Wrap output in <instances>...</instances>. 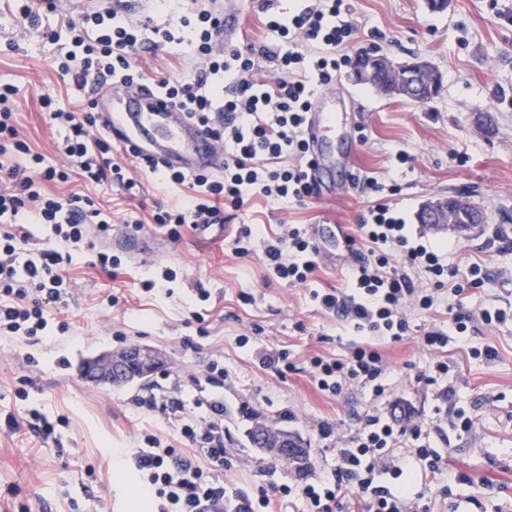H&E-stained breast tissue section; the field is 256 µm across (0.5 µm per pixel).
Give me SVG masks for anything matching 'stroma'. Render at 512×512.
<instances>
[{"label":"stroma","instance_id":"35a3bbf8","mask_svg":"<svg viewBox=\"0 0 512 512\" xmlns=\"http://www.w3.org/2000/svg\"><path fill=\"white\" fill-rule=\"evenodd\" d=\"M90 0H57V10L43 14L38 26L17 27L14 0H0V85H13L20 135L44 163L65 167L57 144L64 130L42 112V98L56 109L85 112L84 90L62 80L56 70L60 46L49 34L60 16L79 17ZM358 46L375 48L394 61L416 56L429 59L443 77L433 101L418 105L388 98L350 79L342 68L331 89L332 103L344 122L329 136L334 166L331 176L343 179L345 160L356 153L362 179L383 184L380 194L361 182L336 202L310 198L305 204L256 198L242 208L224 210L223 227L208 233L183 226L170 234L153 224L157 207L174 208L187 189L168 186L137 160L118 153L138 180L135 193L109 181L90 183L79 175L49 184L61 199L78 193L92 197L115 222L141 221L142 229L126 237L112 233V252L122 266L111 278L95 266L102 246L93 237L71 248L63 267L70 295L55 310L66 332L24 347L0 337V416H25L39 408L50 418L67 417L43 439L27 431L0 430V512H140L143 478L132 469L117 470L121 449L137 447L142 431L154 430L179 444L176 422L159 411L137 407L139 398L178 394L185 405L197 395L224 404V482L232 489L256 493L295 484L294 466L276 461L254 447L248 433L258 419L298 435L320 474H328L336 451L364 422L383 412L387 401L412 407L430 434L432 447L446 458L454 474L451 497L433 498L430 512H512V23L497 10L512 12V0H450L444 13L430 12L426 0H352ZM147 80H188L192 63L175 49L137 56ZM490 113L495 132L486 135L474 115ZM407 161H399V154ZM391 201L403 213L412 236L454 246L459 269L484 264L488 277L464 300L447 294L437 310L408 312L410 338L377 342L387 366L386 401L370 392L349 389L332 396L318 389L309 359L315 355L344 358L364 338L340 314L322 309L312 291L346 290L349 253L333 243L324 221L344 225L357 234L361 214L374 197ZM467 196L484 208L487 220L468 237L437 232L418 221L421 205L433 198ZM284 224L318 230L321 255L312 288L276 279L265 261V248ZM252 226L251 253H235L233 240ZM174 270L169 290L145 282L159 280L162 267ZM208 301H200V292ZM118 303H108L109 295ZM463 305L472 321L465 335L451 337L448 358L454 362V396L442 386L417 383L431 355L418 335L446 323L448 311ZM507 312L503 324H485V309ZM199 311L202 321L191 313ZM124 340H116V332ZM146 345L160 352L163 366L147 379L123 386H104L82 379V361L110 350ZM492 347L493 359H473L470 347ZM284 349L295 369L278 377L262 366L263 351ZM34 362H26V354ZM221 360L230 372L223 390L205 382L206 368ZM25 388L28 399L16 391ZM464 407L471 431L454 427L445 412L450 403ZM332 429L322 437L318 424Z\"/></svg>","mask_w":512,"mask_h":512}]
</instances>
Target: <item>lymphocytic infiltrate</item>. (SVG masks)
I'll list each match as a JSON object with an SVG mask.
<instances>
[{
    "mask_svg": "<svg viewBox=\"0 0 512 512\" xmlns=\"http://www.w3.org/2000/svg\"><path fill=\"white\" fill-rule=\"evenodd\" d=\"M260 23L284 44L279 52H258L254 45L225 44L223 0H188L180 17L159 19L135 13L126 0H95L79 19L61 20L66 35L57 59L63 78L81 87L89 77L107 76L113 83L143 81L132 65L134 56L179 47L196 62L189 81L161 79L155 86L199 122L224 148V168L217 174H184L146 159L142 165L169 185L188 187L191 195L178 208L152 216L159 227L216 224L223 205L243 206L255 196L304 203L312 197L307 172L306 114L313 98L336 80L351 61L356 25L349 0H299L292 10L280 11L277 0H263ZM271 74L256 77L257 59ZM13 86L0 87V335L24 344L44 338L52 306L70 294L61 273L62 246L80 243L92 232L111 235L112 219L86 197L62 201L46 190L49 183L67 181L66 171L45 165L15 125ZM52 119L65 128L61 153L70 166L94 182L112 181L125 190L136 186L112 158V143L95 135L93 114L53 110ZM37 224L51 225L58 248L29 255L30 234L18 224L20 212ZM364 249L354 250L349 271L351 297L313 292L327 310L340 311L355 331L397 343L408 336L407 307L433 310L442 290L461 296L481 286L487 272L482 264L467 271L448 265L442 245L412 237L403 218L389 204L377 203L360 219ZM320 250L308 229L287 225L283 235L268 243L265 258L277 278L288 284L310 285ZM471 317L457 312L447 326H434L420 344L434 355L429 384H444L454 395L446 349L449 333L464 334ZM320 391L338 395L348 389L371 390L385 398L388 368L370 344L356 346L344 359L320 355L310 360ZM138 407L179 417L182 447L162 443L144 432L130 464L146 477L155 512H282L288 497L301 499L307 512H407L409 493L418 499L447 493L442 478L444 457L410 414L367 415L362 426L338 449L336 467L324 478L308 469L295 486L260 490L248 496L229 492L224 485V404L205 402L202 417H185L180 399H138Z\"/></svg>",
    "mask_w": 512,
    "mask_h": 512,
    "instance_id": "1",
    "label": "lymphocytic infiltrate"
}]
</instances>
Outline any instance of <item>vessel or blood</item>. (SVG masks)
<instances>
[{"instance_id": "b4317fda", "label": "vessel or blood", "mask_w": 512, "mask_h": 512, "mask_svg": "<svg viewBox=\"0 0 512 512\" xmlns=\"http://www.w3.org/2000/svg\"><path fill=\"white\" fill-rule=\"evenodd\" d=\"M244 0H224V41L238 40V21ZM87 93L95 100L98 127L113 140L130 145L138 154L159 161L164 167L186 173L219 172L224 168V151L209 132L188 118L179 106L161 97L146 83L90 85ZM331 96L315 97L307 114L304 135L311 160L309 176L321 199L336 196L335 185L321 174L329 167L322 148L327 132L335 130L340 116L327 107Z\"/></svg>"}]
</instances>
